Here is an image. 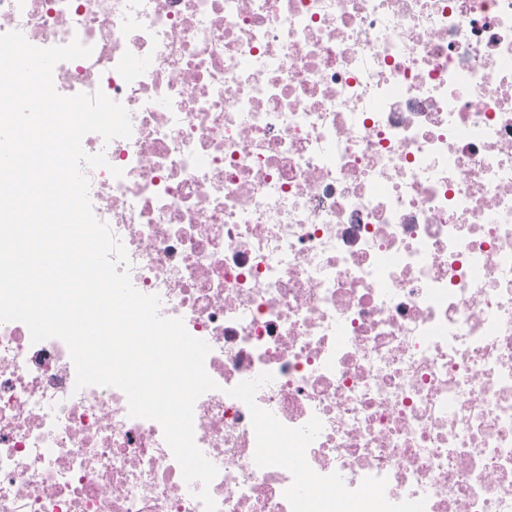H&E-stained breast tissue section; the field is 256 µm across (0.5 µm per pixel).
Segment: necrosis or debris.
Instances as JSON below:
<instances>
[{
	"label": "necrosis or debris",
	"instance_id": "necrosis-or-debris-1",
	"mask_svg": "<svg viewBox=\"0 0 512 512\" xmlns=\"http://www.w3.org/2000/svg\"><path fill=\"white\" fill-rule=\"evenodd\" d=\"M12 30L91 46L57 91L131 115L82 141L90 199L211 347L218 512H291L227 394L263 372L260 407L321 420L317 473L512 512V0H0ZM75 382L64 342L0 323V512H205L160 424Z\"/></svg>",
	"mask_w": 512,
	"mask_h": 512
}]
</instances>
